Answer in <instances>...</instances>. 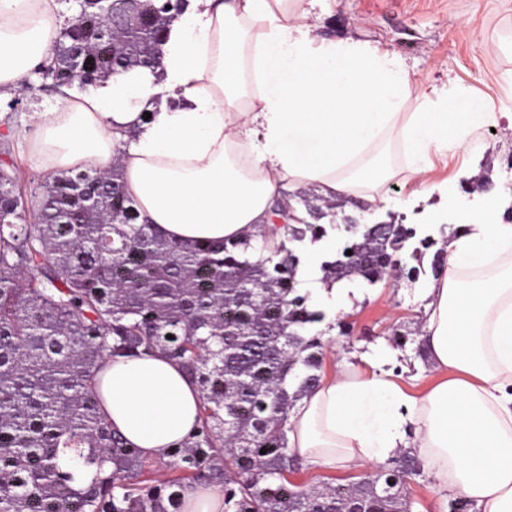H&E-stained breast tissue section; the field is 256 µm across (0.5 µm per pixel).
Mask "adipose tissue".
<instances>
[{
	"mask_svg": "<svg viewBox=\"0 0 512 512\" xmlns=\"http://www.w3.org/2000/svg\"><path fill=\"white\" fill-rule=\"evenodd\" d=\"M326 0H182L155 68L112 75L90 94L57 95L30 117L29 153L44 172L118 167L140 218L171 242L257 239L284 182L368 206L403 147L418 192L439 185L428 155L467 148L494 120L490 103L453 84L428 93L378 41L319 32ZM62 29L58 0H0V99L19 95ZM484 207L447 246L424 290L421 339L438 373L417 392L379 362L341 360L288 418L293 457L313 471L381 464L406 448L474 512H512V224ZM316 301L350 312L351 283L298 271ZM96 390L113 428L156 458L198 422L200 391L174 361L105 360Z\"/></svg>",
	"mask_w": 512,
	"mask_h": 512,
	"instance_id": "adipose-tissue-1",
	"label": "adipose tissue"
}]
</instances>
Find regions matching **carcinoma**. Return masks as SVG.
<instances>
[{
	"mask_svg": "<svg viewBox=\"0 0 512 512\" xmlns=\"http://www.w3.org/2000/svg\"><path fill=\"white\" fill-rule=\"evenodd\" d=\"M51 49V89L80 83L76 41L96 81L152 56L161 32L136 29L126 55L102 49L97 27L72 21ZM35 221L26 220L27 209ZM0 512H183L193 484L224 491V512H409L406 451L365 485L304 489L288 479L289 413L321 379L324 320L309 306L293 246L336 225L306 207L281 236L185 245L138 223L118 169L61 172L28 198L20 167L0 165ZM320 265L323 283L383 279L417 231L387 237L343 225ZM352 254H346V251ZM167 355L201 393L197 430L165 454L162 479L112 429L95 389L112 357ZM266 453H261V450Z\"/></svg>",
	"mask_w": 512,
	"mask_h": 512,
	"instance_id": "1",
	"label": "carcinoma"
}]
</instances>
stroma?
<instances>
[{
  "label": "stroma",
  "instance_id": "obj_1",
  "mask_svg": "<svg viewBox=\"0 0 512 512\" xmlns=\"http://www.w3.org/2000/svg\"><path fill=\"white\" fill-rule=\"evenodd\" d=\"M322 32L339 39L382 42L404 59L426 88L439 89L453 81L491 99L494 124L474 132L471 151L430 154L432 177L453 183L461 202L472 200L471 186L480 178L494 185L498 200L512 199V137L503 133L512 125V53L497 48L498 43L512 40V0H336L323 19ZM52 100L51 91L37 90L22 96L18 105L0 103V162L17 163L31 188L44 183L48 175L29 162L25 142L29 116ZM411 190L404 176H395L383 186L384 201L377 208L362 212L349 204L344 213L364 216L371 223L392 218L417 227L419 209L446 210V201L436 194L423 197L419 204L410 203ZM444 245L440 236L434 249L425 250L419 274H411L413 262L408 259L397 275L363 286L349 331L324 340L325 348L335 349L336 355L324 357L323 373L334 371L336 359H372L384 349L392 356L390 369L409 391H419L435 380L429 358L416 356L415 344L396 346L394 333L418 336L425 320L422 292L434 276L430 263L435 249Z\"/></svg>",
  "mask_w": 512,
  "mask_h": 512
}]
</instances>
